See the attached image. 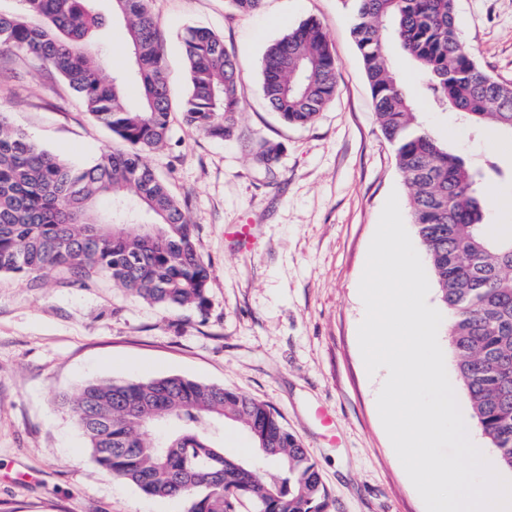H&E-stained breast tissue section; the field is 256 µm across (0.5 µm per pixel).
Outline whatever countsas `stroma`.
I'll list each match as a JSON object with an SVG mask.
<instances>
[{
	"mask_svg": "<svg viewBox=\"0 0 512 512\" xmlns=\"http://www.w3.org/2000/svg\"><path fill=\"white\" fill-rule=\"evenodd\" d=\"M160 24L173 106L165 146L148 164L187 201L209 266L206 311L163 310L111 281L32 284L0 274V512H186L115 479L91 459L72 415L57 402L99 380L168 375L235 389L269 403L316 463L330 512H426L377 409V378L358 344L359 283L390 194L402 216L409 195L373 112L348 0H263L250 14L224 0H150ZM324 26L337 63L334 99L310 125L267 106L260 62L267 47L308 18ZM455 20L479 67L512 83V0H456ZM206 27L234 49L240 68L239 135L217 140L190 128L179 106L188 71L182 38ZM125 29L97 35L104 76L128 65ZM392 69L423 124L463 157L493 154L512 169V139L473 130L434 109L401 53ZM0 112L62 158L87 164L126 143L99 125L51 65L0 50ZM279 145L269 167L252 154ZM251 227V249L231 239Z\"/></svg>",
	"mask_w": 512,
	"mask_h": 512,
	"instance_id": "35a3bbf8",
	"label": "stroma"
}]
</instances>
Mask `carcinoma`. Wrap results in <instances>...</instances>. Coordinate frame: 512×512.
Listing matches in <instances>:
<instances>
[{"instance_id": "obj_1", "label": "carcinoma", "mask_w": 512, "mask_h": 512, "mask_svg": "<svg viewBox=\"0 0 512 512\" xmlns=\"http://www.w3.org/2000/svg\"><path fill=\"white\" fill-rule=\"evenodd\" d=\"M0 13V48L45 58L100 124L130 146L75 165L32 142L0 113V274L40 280L67 273L105 277L167 310L208 305L210 272L187 205L144 155L170 130L159 23L148 0H109L124 23L129 66L105 78L94 35L105 24L99 0H19ZM352 34L374 111L409 190L411 222L425 247L472 417L512 470V230L488 222L481 187L512 179L491 156L475 163L421 122L389 55L407 54L431 105L473 128L492 123L512 135V84L483 72L460 39L454 0H350ZM241 14L262 0H225ZM189 72L185 123L215 139L233 137L241 111L237 56L224 39L191 27L183 39ZM141 98L124 95L130 81ZM264 98L292 125H308L333 98L337 64L323 24L309 18L272 43L261 61ZM60 404L76 419L93 461L143 492L187 502L186 512H327L315 463L279 414L222 385L181 376L98 381ZM255 444L240 459L224 453V422ZM277 461L271 468L269 462Z\"/></svg>"}]
</instances>
